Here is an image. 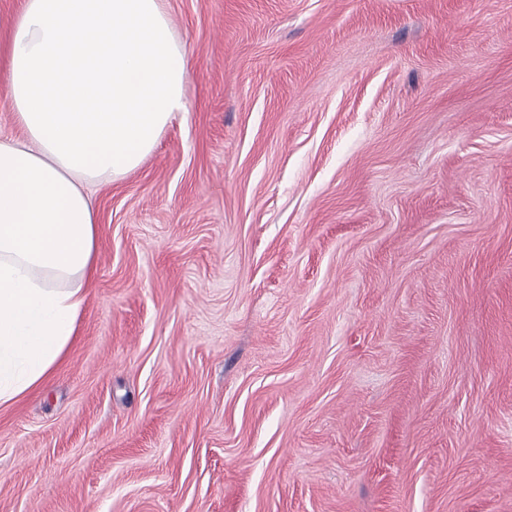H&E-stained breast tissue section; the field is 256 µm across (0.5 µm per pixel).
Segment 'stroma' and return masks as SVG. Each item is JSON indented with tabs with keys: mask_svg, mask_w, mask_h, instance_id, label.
<instances>
[{
	"mask_svg": "<svg viewBox=\"0 0 512 512\" xmlns=\"http://www.w3.org/2000/svg\"><path fill=\"white\" fill-rule=\"evenodd\" d=\"M189 84L91 186L0 512H512V0H165Z\"/></svg>",
	"mask_w": 512,
	"mask_h": 512,
	"instance_id": "obj_1",
	"label": "stroma"
}]
</instances>
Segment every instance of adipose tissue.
Instances as JSON below:
<instances>
[{"instance_id":"1","label":"adipose tissue","mask_w":512,"mask_h":512,"mask_svg":"<svg viewBox=\"0 0 512 512\" xmlns=\"http://www.w3.org/2000/svg\"><path fill=\"white\" fill-rule=\"evenodd\" d=\"M163 0H23L0 68L22 142H0V406L61 362L95 258L89 184L119 179L185 107Z\"/></svg>"}]
</instances>
